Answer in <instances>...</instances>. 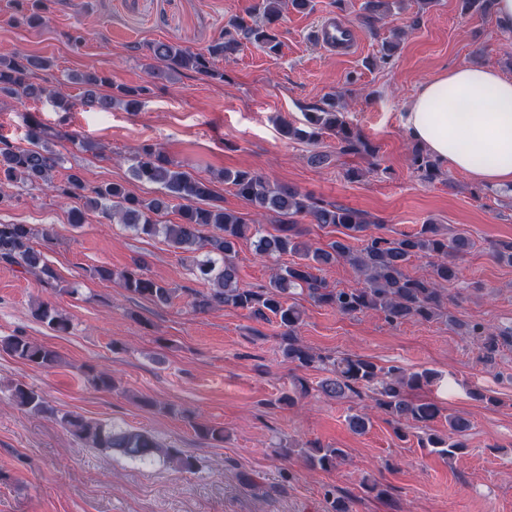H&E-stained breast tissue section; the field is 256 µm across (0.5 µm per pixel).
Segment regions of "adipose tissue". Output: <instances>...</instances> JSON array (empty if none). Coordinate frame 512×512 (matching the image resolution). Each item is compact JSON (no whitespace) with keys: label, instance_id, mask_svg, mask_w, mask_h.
Here are the masks:
<instances>
[{"label":"adipose tissue","instance_id":"adipose-tissue-1","mask_svg":"<svg viewBox=\"0 0 512 512\" xmlns=\"http://www.w3.org/2000/svg\"><path fill=\"white\" fill-rule=\"evenodd\" d=\"M411 136L471 181L512 187V80L483 66L422 83L406 111Z\"/></svg>","mask_w":512,"mask_h":512}]
</instances>
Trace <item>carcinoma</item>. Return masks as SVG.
<instances>
[{"label": "carcinoma", "instance_id": "carcinoma-1", "mask_svg": "<svg viewBox=\"0 0 512 512\" xmlns=\"http://www.w3.org/2000/svg\"><path fill=\"white\" fill-rule=\"evenodd\" d=\"M311 2L257 0L252 10L262 17L261 21L248 24L242 18L230 20L228 27L202 52L156 41L149 46V51L162 67L151 71L150 76L167 79L188 69L204 76L222 78L224 74L213 69L215 60L236 54L246 43L268 52L277 51V25L284 11L290 7L303 11L311 7ZM388 3L389 0H364L361 24L372 28L388 18ZM15 8L30 12L26 16L28 25L44 23L41 0H16ZM50 66V61L41 56L1 52L0 97L40 99L45 96L57 104L62 102L60 89L50 90L31 82L37 71ZM81 82L86 86L82 105L100 109L111 108L119 99L127 108L136 109L140 106V97L148 90L145 85L121 86L117 88L119 95L103 96L100 87L109 84V78L96 71L83 74ZM307 121L311 131L284 122L280 127L281 135L287 139L315 142L328 134L336 137L339 153L343 155L375 154V149L336 111V102L332 98L322 106H312ZM130 161L132 178L159 185L161 195L142 199L119 182L88 187L75 175L55 180V173L61 167V156L45 143L40 132L34 131L26 147L0 144V200L6 187L46 186L61 199L83 200V207L69 211V222L74 226L84 223L86 212L93 211L112 223L125 225L139 236H161L174 250L191 254L197 277L210 284L207 292L195 295L192 301L195 310L231 306L246 309L262 320L275 318L283 329L284 353L290 361L301 367L317 364L333 373L319 383L325 396L341 399L349 392H357L362 385H376L380 394L377 407L397 421L404 419L426 424L440 415V409L434 403L408 397V391L433 381L432 372L422 370L407 374L397 367H379L360 357L321 356L301 344L297 330L302 323L303 311L292 302V296L300 292L315 304L334 309L344 316L373 312L392 325L409 320L430 321L445 310L448 298L444 295L443 285L459 279L461 263L473 246L467 235L458 232L448 237L442 233L440 225L423 224L420 230L395 239L373 234L365 238L363 233L373 225L358 210L325 204L286 183L273 185L256 171H224V182L231 185L235 194L254 211L261 215L273 212L278 216L273 230L268 231L264 225L242 213L224 208V198L216 192L212 181L174 165L160 148L143 145ZM413 165L426 180L439 174L438 160L427 152L416 151ZM171 210L177 213L178 221L170 224L164 216ZM303 215L311 217L312 223L321 228L345 229L348 238L363 241V246L358 249L339 240L315 246L304 241V232L297 221V217ZM373 227L379 229L381 225ZM39 236L49 243L53 240V230L39 231L29 224L0 223V261L16 265L51 285L58 281V275L44 253L35 247ZM249 238L255 239L256 251L263 256L279 258L290 254L298 256V261L278 267L268 285L244 288L239 284L235 257L239 241ZM200 252L203 253L201 259L197 257ZM491 256L500 263L512 265V240L496 243ZM419 257L432 259L430 270L413 276L407 272V265ZM340 260L364 276L363 287L333 288L320 276L323 266ZM92 276L100 281L117 280L128 293L158 304L168 303L176 292L169 284L146 276L139 260L118 274L110 267L97 266L93 268ZM32 316L57 332L69 328L68 318L49 304H37ZM466 334L480 337L489 354L501 345L512 343V327L496 330L474 322L466 326ZM0 351L38 368H53L62 363L57 351L26 336H0ZM10 400L21 410L56 417L63 428L89 448L117 452L142 464H162L182 473H193L197 469L196 457L182 448L163 447L148 431L60 413L35 388L26 384H13ZM469 428L470 421L466 417L450 415L448 434L427 433L420 437L421 445L442 457L452 458L464 447L458 437ZM195 431L215 445L224 442L221 426L197 424ZM296 451L313 470L333 469L345 457L341 448L320 447L283 448L280 455L286 458Z\"/></svg>", "mask_w": 512, "mask_h": 512}]
</instances>
